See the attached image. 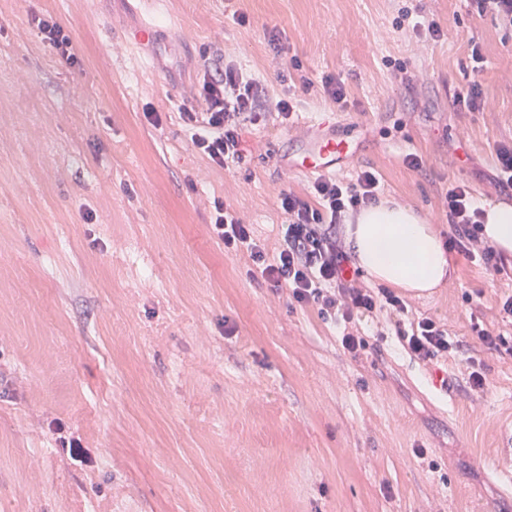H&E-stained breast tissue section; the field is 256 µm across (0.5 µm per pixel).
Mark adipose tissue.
I'll use <instances>...</instances> for the list:
<instances>
[{
    "label": "adipose tissue",
    "mask_w": 512,
    "mask_h": 512,
    "mask_svg": "<svg viewBox=\"0 0 512 512\" xmlns=\"http://www.w3.org/2000/svg\"><path fill=\"white\" fill-rule=\"evenodd\" d=\"M360 264L376 280L413 292L436 287L448 269L439 236L410 209L384 201L363 211L354 231Z\"/></svg>",
    "instance_id": "obj_1"
}]
</instances>
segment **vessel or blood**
<instances>
[{
  "label": "vessel or blood",
  "mask_w": 512,
  "mask_h": 512,
  "mask_svg": "<svg viewBox=\"0 0 512 512\" xmlns=\"http://www.w3.org/2000/svg\"><path fill=\"white\" fill-rule=\"evenodd\" d=\"M311 125L315 135L294 145L288 156L289 171L325 176L357 159V145L337 133L332 113H320L312 119Z\"/></svg>",
  "instance_id": "vessel-or-blood-1"
}]
</instances>
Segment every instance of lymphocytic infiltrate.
I'll return each instance as SVG.
<instances>
[{
    "label": "lymphocytic infiltrate",
    "instance_id": "1",
    "mask_svg": "<svg viewBox=\"0 0 512 512\" xmlns=\"http://www.w3.org/2000/svg\"><path fill=\"white\" fill-rule=\"evenodd\" d=\"M196 104L182 107L179 117L193 131L196 152L212 164L231 170L243 161L241 131L246 125L284 124L294 110L290 95L269 96L256 80L228 62L204 57ZM380 180L371 167L360 168L354 178L316 179L308 194L281 192L278 206L285 217L283 241L268 251L251 236L244 218L231 206L215 202L211 231L225 248L246 252L252 267L274 288L287 289L298 304L318 308L322 317L342 329L341 344L351 354L368 346L360 326L380 316L393 318L403 350L420 361L447 357L459 351L445 323L423 317L410 319L406 301L392 289L370 286L349 276L353 247L347 228L365 208L378 204ZM449 250L482 261L493 274H507L502 255L486 240L485 213L469 184L459 180L445 192ZM497 321L476 326L481 346L512 355V295L500 298Z\"/></svg>",
    "mask_w": 512,
    "mask_h": 512
}]
</instances>
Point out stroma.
<instances>
[{
    "instance_id": "obj_1",
    "label": "stroma",
    "mask_w": 512,
    "mask_h": 512,
    "mask_svg": "<svg viewBox=\"0 0 512 512\" xmlns=\"http://www.w3.org/2000/svg\"><path fill=\"white\" fill-rule=\"evenodd\" d=\"M435 19L434 42L405 39ZM246 15L239 25L238 15ZM64 26L70 65L41 39ZM127 0H0V512H501L512 505V356L411 359L394 330L352 357L334 322L261 277L209 231L231 204L273 243L282 161L333 112L373 167L380 198L439 233V194L463 180L497 203L493 156L512 139V32L466 0H161L154 41ZM280 33L282 69L267 34ZM484 69L473 74L471 47ZM227 50L270 95L297 99L282 126L241 132L227 171L197 153L179 116L203 54ZM344 81L345 108L325 98ZM479 80L488 106L459 112ZM161 114V126L144 117ZM423 158L421 170L403 163ZM431 292L405 298L464 348L512 282L450 252ZM448 379L449 395L430 386ZM80 439L70 458L54 423ZM403 24L401 23V21H399L398 23H396V28L400 30V35L404 37H412V35L420 36L423 34L424 31L426 38H429L430 40L433 41H438L444 35L441 26L433 19L427 20L425 22H416L411 27L408 25V27L406 28L402 27Z\"/></svg>"
}]
</instances>
